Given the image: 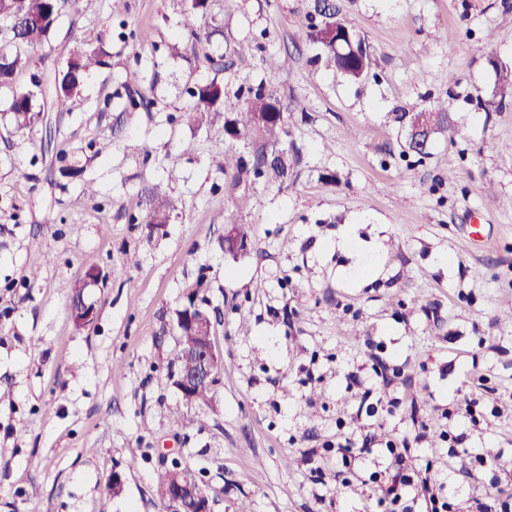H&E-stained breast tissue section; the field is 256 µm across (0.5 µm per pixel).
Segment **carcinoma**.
Returning a JSON list of instances; mask_svg holds the SVG:
<instances>
[{
  "label": "carcinoma",
  "instance_id": "obj_1",
  "mask_svg": "<svg viewBox=\"0 0 512 512\" xmlns=\"http://www.w3.org/2000/svg\"><path fill=\"white\" fill-rule=\"evenodd\" d=\"M78 0H0V88L12 92L9 120L19 130H31L42 121L43 105L38 96H50L53 102L65 108L75 97L83 76L97 68L110 66L107 52L101 41L76 40L57 44L53 51L65 61V67L54 72L51 83L42 88L41 81L33 82L31 89L14 87L17 74L28 69L35 56L50 44L51 36L60 18L78 12ZM210 0H182L181 25L188 37L203 43L199 33L201 21L207 18ZM308 40L319 47L317 61L328 70L340 73L353 83L364 81L375 66L373 54L340 16L336 3L319 0L314 12L302 19ZM495 74L493 96L497 107L512 100V66L490 61ZM141 71L138 67L125 70L123 87L129 106L141 105L138 85ZM192 106L181 115L189 125L201 129L224 118V138L251 139L259 143L254 151L252 165L228 149L221 150L222 174L232 178L234 185L243 176L258 173L269 184L282 185L292 179L302 164L300 148L288 140V120L293 112H303L305 107L297 98L288 103L263 87L248 97L229 95L224 83L217 79L198 84L191 91ZM428 113L433 124L428 126L431 135H442L448 142H455L457 129L446 107H430L416 112L395 111L394 121L407 132L405 146L414 150L417 119ZM141 203L134 216L137 224L159 226L170 221L174 210L172 201L162 182H149L140 190Z\"/></svg>",
  "mask_w": 512,
  "mask_h": 512
}]
</instances>
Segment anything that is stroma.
Returning a JSON list of instances; mask_svg holds the SVG:
<instances>
[{"instance_id":"35a3bbf8","label":"stroma","mask_w":512,"mask_h":512,"mask_svg":"<svg viewBox=\"0 0 512 512\" xmlns=\"http://www.w3.org/2000/svg\"><path fill=\"white\" fill-rule=\"evenodd\" d=\"M339 3L375 58L359 84L315 63L300 24L312 0H212L207 51L228 62L220 74L193 53L180 0H82L112 35L110 67L87 75L69 111L48 112V149L37 147L42 128L18 133L0 117V512H164L154 485L175 461L196 471L213 512H375L367 479L415 419L427 436L413 464L439 466L455 495L512 489V414L492 417L483 397L477 425L443 416L470 398L466 377L512 393V104L484 107L491 60L512 65V0ZM127 26L136 46L120 38ZM173 42L180 57L167 53ZM272 55L287 67H267ZM137 61L153 105L132 111L118 90ZM216 77L232 94L261 83L303 100L289 127L304 154L294 182L233 186L217 168L222 124L181 121L187 87ZM437 103L455 143L404 152L392 111ZM65 163L83 176L62 175ZM171 168L169 224L130 223L141 186ZM235 215L250 240L233 256L222 239ZM478 221L484 245L470 236ZM349 224L355 244L338 248ZM90 270L96 318L78 327L72 289ZM201 274L223 364L212 406L190 408L166 364ZM376 355L402 383L391 411L360 416ZM182 410L191 428L172 425ZM340 418L374 444L346 482L322 449ZM446 429L462 438L458 457ZM478 453L495 465L480 467Z\"/></svg>"}]
</instances>
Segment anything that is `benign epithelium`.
<instances>
[{"mask_svg":"<svg viewBox=\"0 0 512 512\" xmlns=\"http://www.w3.org/2000/svg\"><path fill=\"white\" fill-rule=\"evenodd\" d=\"M175 339L187 341L189 347L199 354L195 370L175 372L171 381L185 402H192L197 388L209 382L222 360L212 341V329L206 321L194 317L192 310L183 315L180 325H175ZM172 493L169 497L173 509L170 512H212L210 499L199 493L201 484L197 476L189 469L174 465L169 470Z\"/></svg>","mask_w":512,"mask_h":512,"instance_id":"benign-epithelium-1","label":"benign epithelium"}]
</instances>
